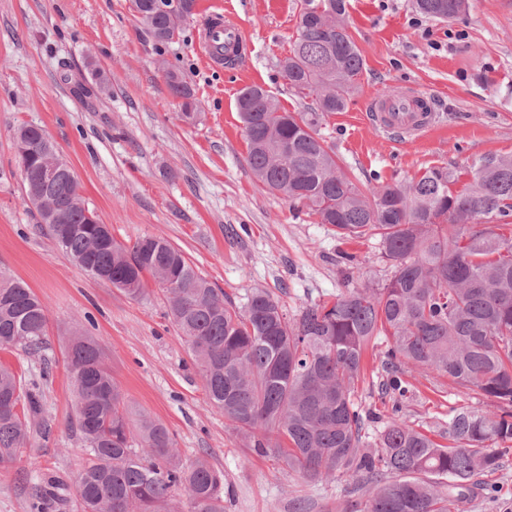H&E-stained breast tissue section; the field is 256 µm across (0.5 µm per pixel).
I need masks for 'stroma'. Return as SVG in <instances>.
I'll use <instances>...</instances> for the list:
<instances>
[{
	"mask_svg": "<svg viewBox=\"0 0 512 512\" xmlns=\"http://www.w3.org/2000/svg\"><path fill=\"white\" fill-rule=\"evenodd\" d=\"M224 11L250 45L233 72L208 67L197 29ZM299 0H197L172 43L155 46L131 0H0V270L24 280L46 303L48 336L39 352L0 350V363L34 383L41 412L30 443L0 468V512H32L35 487L56 482L47 512H80L77 472L87 462L76 428L66 347L76 328L98 340L131 419L147 416L173 434L184 462L206 459L224 475V512H346L355 477L309 483L281 462L243 448L206 399L187 345L167 315L158 285L135 300L95 279L58 250L36 209L24 203L13 133L42 126L76 173L82 194L114 237L133 243L160 235L240 306L263 288L288 311L334 297L346 286L390 275L373 239L340 240L334 227L297 210L252 176L236 109L238 92L258 85L290 112L313 108L289 87L279 62L297 35ZM345 22L364 59L358 91L344 111L325 116V132L359 188L419 176L431 167L471 178L484 155H512V0H469L452 23L425 18L410 0H347ZM112 74V89L86 97L88 58ZM195 90L200 118L180 117L161 64ZM412 86L440 114L416 140L382 135L366 118L379 90ZM356 257L348 266L343 253ZM378 356L366 360L357 399L382 430L393 404L414 425L438 434L454 407L495 412L494 403L459 391L445 377L406 369L400 401L381 396ZM495 493L462 512H512V456L492 478Z\"/></svg>",
	"mask_w": 512,
	"mask_h": 512,
	"instance_id": "stroma-1",
	"label": "stroma"
}]
</instances>
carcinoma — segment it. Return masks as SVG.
<instances>
[{
    "instance_id": "1",
    "label": "carcinoma",
    "mask_w": 512,
    "mask_h": 512,
    "mask_svg": "<svg viewBox=\"0 0 512 512\" xmlns=\"http://www.w3.org/2000/svg\"><path fill=\"white\" fill-rule=\"evenodd\" d=\"M138 2L136 17L156 44L179 35L184 20L155 11L152 0ZM468 6L411 0L415 12L437 22ZM345 12L346 0H300L297 37L280 62L290 88L313 98L314 110L286 111L257 85L242 89L236 105L255 179L335 227L342 240L376 239L391 269L381 284L348 287L293 313L256 289L237 307L164 237L103 240L74 171L41 126L16 128L15 163L23 198L80 268L93 277L108 271L109 283L133 299L148 295L149 278L162 288L206 398L244 447L309 481L360 477L363 512H459L478 477L495 474L512 453V155L473 160L460 190L448 167L360 189L322 127L324 116L346 108L364 69ZM165 78L181 100V117L195 121L191 85L175 70ZM47 323L45 302L25 281L0 272V349L40 350ZM381 336L388 343L380 356L385 393L403 394L404 368L416 366L494 399L499 413L451 410L443 445L396 408L377 449L364 451L371 416L355 395L365 355ZM66 368L89 455L75 480L81 512H167L176 493L192 512H224L221 472L202 458L184 464L163 424L130 422L101 344L76 330ZM38 408L22 378L0 365L1 466L30 443L27 417Z\"/></svg>"
}]
</instances>
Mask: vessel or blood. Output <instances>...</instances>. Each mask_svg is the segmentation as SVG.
Wrapping results in <instances>:
<instances>
[{"label":"vessel or blood","mask_w":512,"mask_h":512,"mask_svg":"<svg viewBox=\"0 0 512 512\" xmlns=\"http://www.w3.org/2000/svg\"><path fill=\"white\" fill-rule=\"evenodd\" d=\"M220 42L240 49L246 45L238 25L225 21L223 14L216 13L204 24L200 46L208 53ZM367 107L371 122L397 137H419L436 121L430 99L415 88H395L387 97L370 99Z\"/></svg>","instance_id":"1"}]
</instances>
